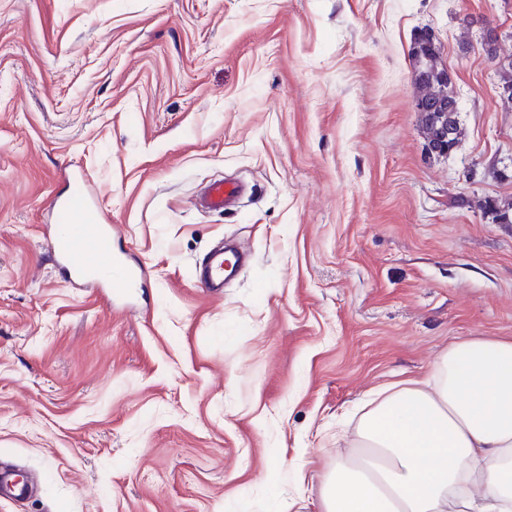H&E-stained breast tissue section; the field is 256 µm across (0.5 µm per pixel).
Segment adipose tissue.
Here are the masks:
<instances>
[{"instance_id": "1", "label": "adipose tissue", "mask_w": 512, "mask_h": 512, "mask_svg": "<svg viewBox=\"0 0 512 512\" xmlns=\"http://www.w3.org/2000/svg\"><path fill=\"white\" fill-rule=\"evenodd\" d=\"M320 512H512V337H470L390 386L356 429Z\"/></svg>"}]
</instances>
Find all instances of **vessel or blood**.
Here are the masks:
<instances>
[{
  "instance_id": "obj_1",
  "label": "vessel or blood",
  "mask_w": 512,
  "mask_h": 512,
  "mask_svg": "<svg viewBox=\"0 0 512 512\" xmlns=\"http://www.w3.org/2000/svg\"><path fill=\"white\" fill-rule=\"evenodd\" d=\"M245 191L234 179L211 181L199 200L204 209L222 212L232 209ZM91 190L84 180H77L66 201L56 214L58 231L52 245L56 269L62 281L90 288H109L116 291L130 287L136 271L117 261L113 253L111 225L98 221L91 207ZM236 254L213 253L196 272V280L212 295H220L224 277L232 271ZM34 486L33 481L17 482L11 466L0 465V495L19 499Z\"/></svg>"
}]
</instances>
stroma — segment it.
I'll return each instance as SVG.
<instances>
[{
    "label": "stroma",
    "mask_w": 512,
    "mask_h": 512,
    "mask_svg": "<svg viewBox=\"0 0 512 512\" xmlns=\"http://www.w3.org/2000/svg\"><path fill=\"white\" fill-rule=\"evenodd\" d=\"M434 35L462 135L427 149ZM512 0H0V512H317L373 394L512 337ZM87 179L133 288L49 253ZM247 186L195 207L214 178ZM250 257L224 295L215 245ZM424 31L421 30L420 34L416 36L412 49L415 60L413 83L418 92L415 98V110L420 112L423 133L427 142L431 143L438 136L439 128L446 117L443 115L444 112L438 110L427 111V108L420 109V103L430 105L431 102L441 99L442 101H447L448 104L454 98L458 101V97L454 91L450 74L446 70L435 68L431 64L436 58L437 48L434 42L429 43L427 46L421 43ZM448 126L452 131L453 138L458 143L462 134L459 114L457 115V120L452 124L448 122ZM448 126H443L434 144L429 145V150L447 156L456 148L457 145L448 139ZM238 251L231 254L224 251L213 253L196 272V281L201 284L204 291L210 295H222L220 288H224V276L231 272L235 266ZM230 263H227V261ZM34 478H28L27 481L15 482L13 479V470L10 465H0V496L10 498H23L29 489H32L35 484Z\"/></svg>",
    "instance_id": "1"
}]
</instances>
